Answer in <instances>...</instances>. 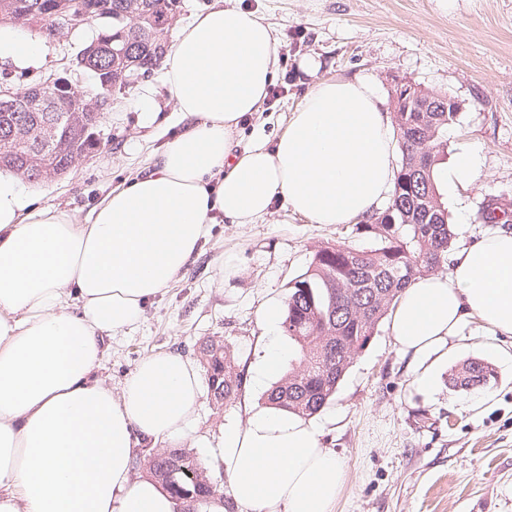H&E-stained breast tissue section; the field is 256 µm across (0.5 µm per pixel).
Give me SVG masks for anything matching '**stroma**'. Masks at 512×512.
<instances>
[{
	"label": "stroma",
	"mask_w": 512,
	"mask_h": 512,
	"mask_svg": "<svg viewBox=\"0 0 512 512\" xmlns=\"http://www.w3.org/2000/svg\"><path fill=\"white\" fill-rule=\"evenodd\" d=\"M256 13L276 31L281 96L249 117L236 137L275 142L290 112L315 80L369 74L386 100L397 85L413 83L451 95L461 105L449 126L446 157L473 150L476 181L443 195L454 228V248L490 232L479 223L481 203L512 201V0H180V24L214 4ZM96 25L68 38H48L38 66L0 60L10 80L35 84L50 74L73 72L80 46ZM315 58L316 74L299 63ZM149 98L153 110L138 103ZM176 100L161 72L114 91L112 111L101 128L102 147L77 170L53 183L29 182L36 206L64 209L88 221L109 191L143 172L168 141L183 131ZM349 241L369 248L372 237L351 224H312L275 201L258 224L213 225L210 238L187 270L143 317L104 344L98 376L120 392L143 358L162 352L196 359L195 345L224 337L250 366L263 342L259 313L272 297L287 298L289 284L309 267L319 245ZM234 270H226V256ZM485 330L470 320L455 337L461 356L444 366L432 393H421L381 320L358 353L335 396L314 417L323 442L344 462L348 482L337 512H512V370L494 366L493 404L471 410L479 388L455 386V374L479 360ZM265 390H244L223 413L201 404L183 440L200 460L224 441V426L244 421L249 406L266 405Z\"/></svg>",
	"instance_id": "stroma-1"
}]
</instances>
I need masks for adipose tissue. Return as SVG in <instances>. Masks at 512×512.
<instances>
[{
	"label": "adipose tissue",
	"mask_w": 512,
	"mask_h": 512,
	"mask_svg": "<svg viewBox=\"0 0 512 512\" xmlns=\"http://www.w3.org/2000/svg\"><path fill=\"white\" fill-rule=\"evenodd\" d=\"M45 36L0 28V59L35 65ZM279 70L273 28L249 11L216 5L183 27L164 78L186 123L152 172L118 185L89 223L34 208L0 172V512H174L150 478L132 476L141 439L178 442L200 405L195 365L173 353L143 359L113 393L97 376L106 337L143 317L187 268L217 216L255 224L283 199L312 224H348L381 208L398 170L386 100L369 75L314 82L275 144L235 152L232 134L258 112ZM215 188L207 183L213 174ZM448 276L416 280L391 320L418 386L432 390L469 319L481 348L512 335V232H492L450 258ZM277 300L260 312L266 340L251 366L275 379L293 348ZM310 421L252 407L224 428L213 456L245 512H336L347 484L339 457Z\"/></svg>",
	"instance_id": "1"
}]
</instances>
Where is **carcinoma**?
Instances as JSON below:
<instances>
[{"label":"carcinoma","mask_w":512,"mask_h":512,"mask_svg":"<svg viewBox=\"0 0 512 512\" xmlns=\"http://www.w3.org/2000/svg\"><path fill=\"white\" fill-rule=\"evenodd\" d=\"M82 12L99 24L96 37L76 57L96 91L66 76L54 78L58 93L40 96L41 86L5 84L12 92L0 101V170L22 181L44 183L77 169L99 151L100 128L112 92L151 75L168 47L179 14V0H0V27L13 26L66 38L71 16ZM415 104L395 103L401 164L384 212L362 225L375 240L371 248L338 242L319 247L308 270L288 290L282 322L295 347L294 364L267 394V402L303 418L319 413L398 294L415 280L436 273L448 261L454 231L433 175L447 147L445 133L455 124L460 104L453 97L412 88ZM477 218L512 221V204L492 199ZM207 379L210 405L217 412L243 392L245 370L222 336H209L197 348ZM494 372L471 361L453 379L455 386L486 384ZM143 465L177 502L179 512H198L223 487L187 448H152Z\"/></svg>","instance_id":"1"}]
</instances>
